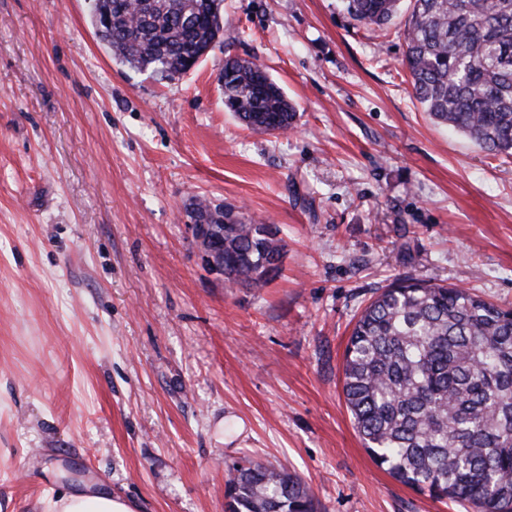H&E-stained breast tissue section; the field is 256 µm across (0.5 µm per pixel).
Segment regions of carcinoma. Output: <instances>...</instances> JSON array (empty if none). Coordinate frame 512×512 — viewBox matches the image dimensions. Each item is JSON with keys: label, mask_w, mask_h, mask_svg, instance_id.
Returning a JSON list of instances; mask_svg holds the SVG:
<instances>
[{"label": "carcinoma", "mask_w": 512, "mask_h": 512, "mask_svg": "<svg viewBox=\"0 0 512 512\" xmlns=\"http://www.w3.org/2000/svg\"><path fill=\"white\" fill-rule=\"evenodd\" d=\"M353 20L384 29L401 0H342ZM223 0H94L117 63L180 79L223 36ZM403 63L415 99L439 123L494 155L512 156V0H413ZM224 105L263 134L288 131L294 106L264 66L228 56ZM266 224L224 207V280L264 288L286 252ZM343 391L373 461L402 484L512 512V310L457 286L399 280L356 321ZM227 512H314L306 484L249 459L228 469Z\"/></svg>", "instance_id": "cac0c4a2"}]
</instances>
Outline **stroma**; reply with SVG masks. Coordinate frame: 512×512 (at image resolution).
Instances as JSON below:
<instances>
[{"instance_id": "35a3bbf8", "label": "stroma", "mask_w": 512, "mask_h": 512, "mask_svg": "<svg viewBox=\"0 0 512 512\" xmlns=\"http://www.w3.org/2000/svg\"><path fill=\"white\" fill-rule=\"evenodd\" d=\"M93 0H0V512L106 491L136 512H225L247 457L317 512H472L370 458L343 394L363 308L399 278L512 308V159L436 123L403 18L339 0H224L180 80L117 64ZM295 105L261 134L224 106L225 56ZM205 197L287 243L263 290L202 265ZM353 20L378 29L387 28L400 10L401 0H341Z\"/></svg>"}]
</instances>
